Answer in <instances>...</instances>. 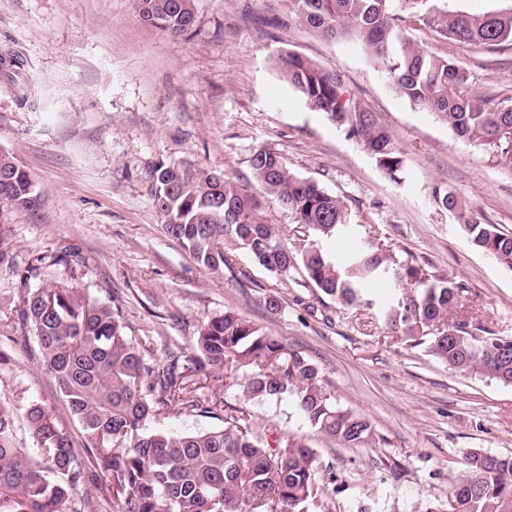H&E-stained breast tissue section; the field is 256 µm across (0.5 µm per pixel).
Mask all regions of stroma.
Segmentation results:
<instances>
[{"mask_svg": "<svg viewBox=\"0 0 512 512\" xmlns=\"http://www.w3.org/2000/svg\"><path fill=\"white\" fill-rule=\"evenodd\" d=\"M193 36L173 38L143 21L133 0H0V146L31 173L42 198L19 211L0 263V316L19 304L15 274L33 256L73 245L86 258L77 281L116 302L132 336H153L156 356L190 348L208 318L234 310L315 364L331 402L364 416L370 444L346 448L304 418L292 397L258 402L237 384L200 377L223 412L252 416L257 435L313 448L322 487L310 512H424L446 503L468 453L512 455V385L450 371L426 346L386 331L375 315L318 297L300 274L279 277L225 245L233 267L199 266L163 230L148 179L161 161L224 173L258 201L257 222L294 246L303 232L255 182V149L340 197L353 229L338 256L375 239L397 257L467 285L454 318L512 338V273L468 241L456 214L433 200L455 194L467 216L512 234V169L491 150L453 136L392 88L382 65L357 47L312 36L283 0H194ZM483 13L512 0H409V34L469 73L471 94L512 105V46L478 51L423 25L433 9ZM279 14L278 26L260 18ZM296 53L335 70L392 133L405 175L394 181L373 155L311 110L282 74ZM282 304L263 307L267 294ZM0 327V406L13 410L21 446L32 447L22 413L39 403L70 418L42 370L35 338Z\"/></svg>", "mask_w": 512, "mask_h": 512, "instance_id": "stroma-1", "label": "stroma"}]
</instances>
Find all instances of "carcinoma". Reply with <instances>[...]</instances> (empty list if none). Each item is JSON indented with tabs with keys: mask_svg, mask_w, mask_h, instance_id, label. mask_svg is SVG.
<instances>
[{
	"mask_svg": "<svg viewBox=\"0 0 512 512\" xmlns=\"http://www.w3.org/2000/svg\"><path fill=\"white\" fill-rule=\"evenodd\" d=\"M289 16L324 40L357 42L381 63L395 92L431 112L451 134L493 148L512 164V106L469 94L468 72L428 52L405 33L394 0H286ZM140 17L171 37L192 34L194 0H134ZM441 37L478 48L512 42V10L482 15L436 10L422 18ZM288 82L316 111L343 127L368 149L379 168L401 180L403 160L391 132L375 113L345 95L338 74L298 55L281 58ZM255 181L290 211L307 239L290 249L267 224L252 217L256 199L224 174L181 163H159L151 172L152 204L164 230L213 273L232 268L224 242L247 253L270 273L303 271L317 295L356 310H377L388 329L402 331L414 346L448 369L512 385V338L487 335L480 326L448 320L465 284L400 261L386 247L364 242L346 259L323 247L349 228L343 202L315 180L287 168L270 148L249 159ZM436 204L463 216L451 192L434 193ZM42 203L33 177L17 156L0 147V262L8 256L5 228L13 213L36 212ZM470 243L512 271V235L493 224H461ZM86 259L68 246L34 256L20 275L27 285L15 314L0 325L27 327L40 362L54 380L95 457L96 477L123 504L122 512H302L320 495L316 453L306 444L260 440L245 415L224 417V426L173 433L147 431V420L171 408L213 414L216 402L198 394L195 377L209 370L231 377L242 364L253 373L240 384L253 400L292 395L310 424L343 447L371 439L361 415L336 407L320 385L317 367L288 351L281 340L243 315L227 310L198 330L191 351L155 357L151 336H130L120 312L73 282L28 287L41 270L62 266L76 274ZM390 287L383 299L369 288ZM24 418L34 448L16 446L14 412L0 408V512H78L73 492L83 481L74 467L69 431L52 410L31 403ZM426 512H512V456L487 468L473 450L451 487L446 507Z\"/></svg>",
	"mask_w": 512,
	"mask_h": 512,
	"instance_id": "cac0c4a2",
	"label": "carcinoma"
}]
</instances>
